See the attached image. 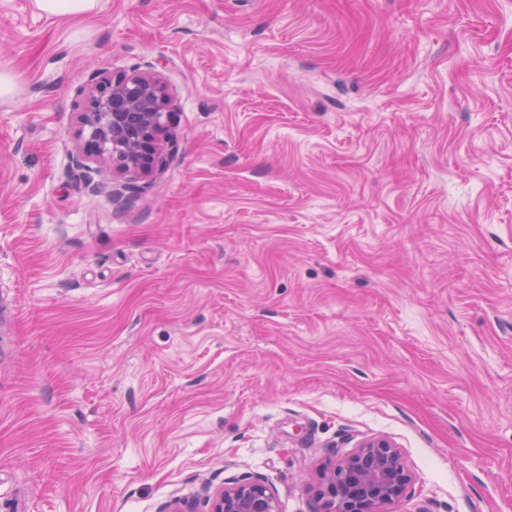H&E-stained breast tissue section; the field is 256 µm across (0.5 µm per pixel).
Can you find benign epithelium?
<instances>
[{
  "mask_svg": "<svg viewBox=\"0 0 512 512\" xmlns=\"http://www.w3.org/2000/svg\"><path fill=\"white\" fill-rule=\"evenodd\" d=\"M170 102L169 88L157 73H95L83 92L77 164L88 160L131 181L161 173L178 146ZM410 480L397 448L383 438L366 439L324 475V512H380ZM209 501V512H278L276 498L259 480L219 488Z\"/></svg>",
  "mask_w": 512,
  "mask_h": 512,
  "instance_id": "obj_1",
  "label": "benign epithelium"
}]
</instances>
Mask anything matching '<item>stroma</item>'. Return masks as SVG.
I'll return each mask as SVG.
<instances>
[{"mask_svg": "<svg viewBox=\"0 0 512 512\" xmlns=\"http://www.w3.org/2000/svg\"><path fill=\"white\" fill-rule=\"evenodd\" d=\"M152 68L178 149L114 200L92 73ZM0 512H512V0H0ZM98 4V0H35L39 10L54 16L90 12ZM410 480L401 452L388 440H363L324 475L323 511L380 512L404 493ZM208 512H277L278 504L268 487L259 480L243 479L217 489L209 497Z\"/></svg>", "mask_w": 512, "mask_h": 512, "instance_id": "1", "label": "stroma"}]
</instances>
